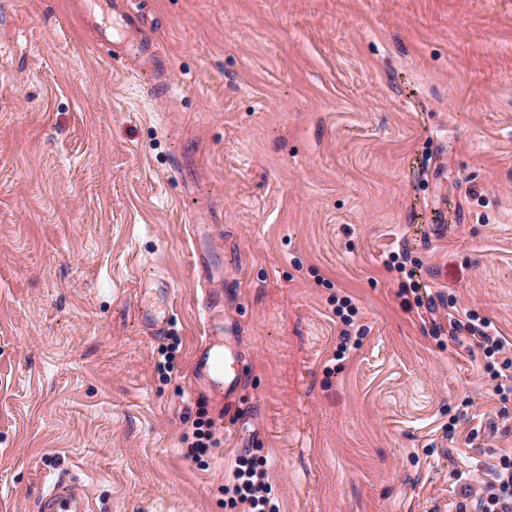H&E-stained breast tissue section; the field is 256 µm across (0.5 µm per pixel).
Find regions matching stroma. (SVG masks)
I'll return each mask as SVG.
<instances>
[{
    "label": "stroma",
    "mask_w": 512,
    "mask_h": 512,
    "mask_svg": "<svg viewBox=\"0 0 512 512\" xmlns=\"http://www.w3.org/2000/svg\"><path fill=\"white\" fill-rule=\"evenodd\" d=\"M76 2L0 0V512L62 477L91 512H243V453L276 512H448L462 471L512 458V400L448 327L474 311L512 341V0H134L177 97L105 64ZM188 150L193 194L169 173ZM209 203L241 431L188 384ZM151 273L170 372L138 320ZM205 422L196 423V427L192 432V441L189 443L190 456L199 460L204 454L207 453L208 449L213 447V435Z\"/></svg>",
    "instance_id": "35a3bbf8"
}]
</instances>
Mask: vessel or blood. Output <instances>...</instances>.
<instances>
[{"mask_svg": "<svg viewBox=\"0 0 512 512\" xmlns=\"http://www.w3.org/2000/svg\"><path fill=\"white\" fill-rule=\"evenodd\" d=\"M79 23L92 30L97 44L106 46L110 59L151 73L156 91L174 93L164 75L168 61L145 35L146 20L131 0H81ZM220 209L206 205L192 220V258L197 282L203 287L199 311L204 337L193 349L191 375L195 389L203 392L217 411H224L244 388V356L241 349L242 322L224 308L237 284L224 274V236L219 227ZM140 323L155 338L169 331L168 287L161 275L145 278L139 289ZM88 498L82 484L64 480L37 501L36 512H88Z\"/></svg>", "mask_w": 512, "mask_h": 512, "instance_id": "b4317fda", "label": "vessel or blood"}]
</instances>
